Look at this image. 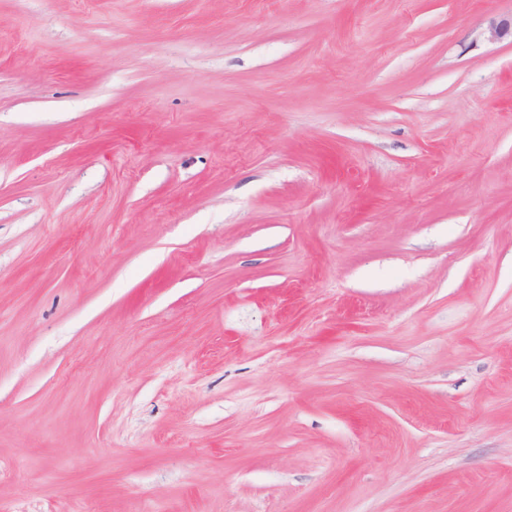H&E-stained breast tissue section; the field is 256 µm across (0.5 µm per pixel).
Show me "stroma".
<instances>
[{
  "label": "stroma",
  "instance_id": "obj_1",
  "mask_svg": "<svg viewBox=\"0 0 512 512\" xmlns=\"http://www.w3.org/2000/svg\"><path fill=\"white\" fill-rule=\"evenodd\" d=\"M512 0H0V512H512Z\"/></svg>",
  "mask_w": 512,
  "mask_h": 512
}]
</instances>
